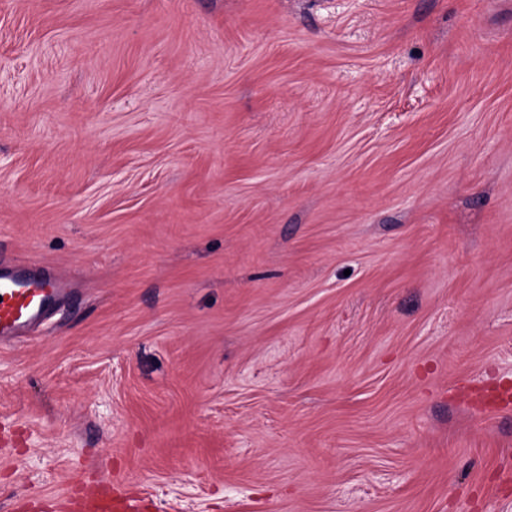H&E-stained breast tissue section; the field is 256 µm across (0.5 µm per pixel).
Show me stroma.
<instances>
[{
	"label": "stroma",
	"instance_id": "obj_1",
	"mask_svg": "<svg viewBox=\"0 0 512 512\" xmlns=\"http://www.w3.org/2000/svg\"><path fill=\"white\" fill-rule=\"evenodd\" d=\"M0 512H512V0H0ZM55 291L51 282L42 286L18 279H0V335H12L19 324L34 318L39 313L42 297Z\"/></svg>",
	"mask_w": 512,
	"mask_h": 512
}]
</instances>
